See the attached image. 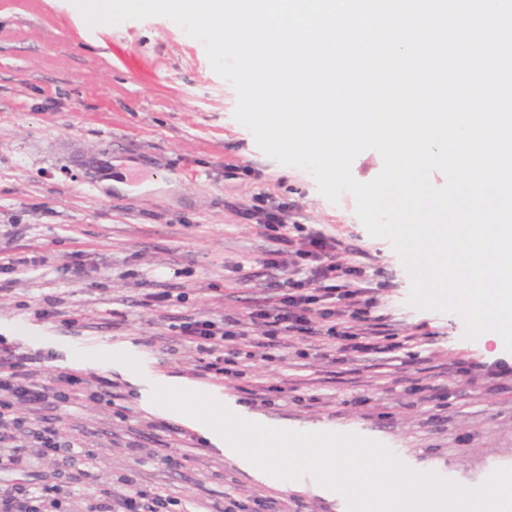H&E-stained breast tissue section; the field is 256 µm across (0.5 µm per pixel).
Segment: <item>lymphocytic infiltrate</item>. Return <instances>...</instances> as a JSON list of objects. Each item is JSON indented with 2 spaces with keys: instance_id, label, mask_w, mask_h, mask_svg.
I'll list each match as a JSON object with an SVG mask.
<instances>
[{
  "instance_id": "f902f5d3",
  "label": "lymphocytic infiltrate",
  "mask_w": 512,
  "mask_h": 512,
  "mask_svg": "<svg viewBox=\"0 0 512 512\" xmlns=\"http://www.w3.org/2000/svg\"><path fill=\"white\" fill-rule=\"evenodd\" d=\"M287 212L284 202L242 210L244 217L256 218L259 233L279 244L262 262L275 291L272 305L255 306L244 320L210 319L173 312L175 299L169 288L146 292L140 300V307L148 311L170 309L174 342L195 354L194 375H234L228 362L239 357L242 347L261 348L268 343L284 347L290 339L313 332L318 323L332 340L322 353L326 359L339 352L377 351L382 339L396 336L393 324L373 315L374 290L363 285L360 269L340 261V240L312 230L288 236ZM255 325L265 327V339L252 337ZM43 361V356L0 341L1 471L26 470L35 455L55 459L64 447L74 458L91 461L97 457L83 440L62 442L64 419L56 414L62 407L81 406L89 379L74 372L47 379ZM44 410L49 411V418L33 425L30 414ZM79 481L85 512H170L178 503L177 498L131 477L124 478L123 489L113 488L91 468L81 470ZM61 492V486L37 482L0 490V512H60Z\"/></svg>"
}]
</instances>
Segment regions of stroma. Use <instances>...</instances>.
Wrapping results in <instances>:
<instances>
[{"instance_id":"obj_1","label":"stroma","mask_w":512,"mask_h":512,"mask_svg":"<svg viewBox=\"0 0 512 512\" xmlns=\"http://www.w3.org/2000/svg\"><path fill=\"white\" fill-rule=\"evenodd\" d=\"M237 94L204 44L166 17L86 26L73 0H0V253L33 272L0 271V340L45 354L49 376L79 371L117 384L125 416L92 401L68 408L64 439L91 430L103 478L132 476L210 512L213 503L271 497L283 512H347L313 475L267 478L206 439L199 425L152 407L158 380L220 394L235 413L288 432L359 435L419 471L467 487L512 469V352L465 336L459 315L409 301L410 277L390 240L371 236L356 200L320 194L306 170L264 154L234 117ZM128 192L100 185L103 169ZM287 201V224L339 238L363 278L380 285L376 314L402 321L412 342L330 364L317 336L268 358L239 359L241 378L201 379L187 350L170 354L159 314L138 305L153 284L183 270L185 314H242L263 295L255 273L276 241L257 234L239 205ZM250 281H242V274ZM141 360L139 371L95 364L106 348ZM461 362L481 364L476 380ZM297 380V390L249 400L245 386ZM202 439L168 470L128 450L146 424Z\"/></svg>"}]
</instances>
